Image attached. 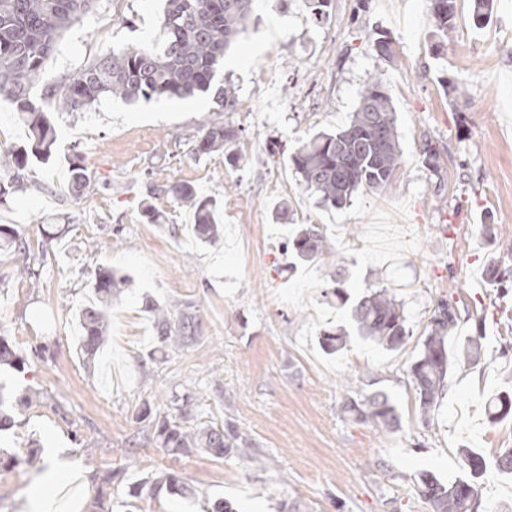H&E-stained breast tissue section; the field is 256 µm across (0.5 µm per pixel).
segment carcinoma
<instances>
[{"label":"carcinoma","instance_id":"carcinoma-1","mask_svg":"<svg viewBox=\"0 0 512 512\" xmlns=\"http://www.w3.org/2000/svg\"><path fill=\"white\" fill-rule=\"evenodd\" d=\"M101 0H0V98L9 100L17 119L28 129L27 140L0 157V203L26 189L25 170L34 160L46 161L55 153L57 135L47 113L38 103L33 89L43 65L53 54L58 40L71 28L94 14ZM253 0H165L160 17L162 40L158 45L127 46L100 57L79 72L47 86L42 96L55 100L61 112H84L103 98L116 97L126 102L153 97L206 96L218 112L233 111L238 103L234 84L219 79L224 55L247 32L252 21ZM434 18V36L444 41L453 32L456 0H429ZM331 0H308L313 22L329 17ZM474 25L491 20L494 0H473ZM378 56L389 63L397 59L396 48L388 36L373 41ZM239 131L217 122L198 137L187 141V152L196 158L222 147L237 144ZM402 150L395 108L378 78L360 91L349 123L332 132H318L300 143L292 164L303 189L316 196L324 207L342 208L362 189L385 188L400 168ZM68 191L77 195L89 183L87 168L80 157L70 164ZM171 197L191 209L193 231L203 243L216 246L224 232L216 220V200L197 194L185 183L160 187L145 202L143 216L153 221ZM0 248L18 253L17 272L32 276L29 254L23 239L6 225H0ZM295 259L314 263L333 254V246L322 229L314 224L301 228L283 245ZM125 280L107 269L96 273L95 301L79 312L83 330L80 348L91 357L104 342L112 300L124 291ZM147 310L157 326V340L176 350L195 339V318L174 313L173 306L152 304ZM356 332L365 340L398 349L412 331L407 325L403 302L396 292L377 285L363 296L351 311ZM457 326L455 309L440 301L428 323V332L410 368L411 379L424 416H431L453 364L448 353V338ZM349 342V334L323 331L320 344L328 352H338ZM199 397L193 391L172 397L176 415L157 418L155 437L160 447L187 456L206 451L216 457L231 453L248 454V442L230 422L197 424L185 427ZM342 410L360 422H374L391 429L396 409L387 394L376 392L363 401L349 399ZM466 474L446 483L426 472L417 482L418 495L431 512H475L477 478L485 467L484 458L469 449L462 450ZM183 494L185 484L165 474L153 479L149 496L161 490Z\"/></svg>","mask_w":512,"mask_h":512}]
</instances>
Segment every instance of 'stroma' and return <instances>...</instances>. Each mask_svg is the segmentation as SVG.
<instances>
[{"instance_id":"stroma-1","label":"stroma","mask_w":512,"mask_h":512,"mask_svg":"<svg viewBox=\"0 0 512 512\" xmlns=\"http://www.w3.org/2000/svg\"><path fill=\"white\" fill-rule=\"evenodd\" d=\"M470 4L457 0L454 30L435 54L428 0H332L319 25L306 0H254L252 23L221 71L238 90L232 112L213 111L204 97L109 98L83 112L44 101L57 150L29 166L25 191L0 204V224L26 237L39 272L17 279L12 254L0 250V336L24 358L0 367L14 419L0 431V455L38 459L0 469V512H39L30 489L66 473L76 479L67 512H95L100 498L126 512L130 490L166 472L191 495L140 499L142 512H212L220 498L233 512H430L419 474L460 476L464 445L487 464L479 512L512 502V473L496 465L512 448V415L488 414L489 401L512 389V291L487 275L493 261L512 270V0H497L481 27ZM163 7L104 0L59 40L41 86L111 51L154 43ZM378 31L393 40L396 63L374 51ZM374 76L395 107L400 168L383 190L322 207L300 186L291 156L302 140L345 125ZM217 121L241 130L245 164L229 165L222 151L188 155L189 138ZM428 140L440 154L437 175L423 164ZM76 154L90 184L75 198L67 185ZM177 182L216 199L220 246L194 237L193 213L178 201H166L159 223L142 220L150 189ZM279 205L289 213L277 220ZM300 224L325 229L338 267L282 251ZM104 267L128 282L89 361L77 313ZM338 269L352 302L371 284L395 289L412 331L400 349L354 336L350 307L321 291ZM442 299L458 313V335L479 337L481 357L460 360L426 420L410 366ZM150 300L191 305L198 329L188 347L159 348ZM326 328L351 332L346 350L324 352ZM189 390L202 396L194 423L232 422L249 457L158 447L153 419L170 411L158 394ZM377 390L396 407L395 430L341 412L346 399ZM110 470L112 483L100 485Z\"/></svg>"}]
</instances>
